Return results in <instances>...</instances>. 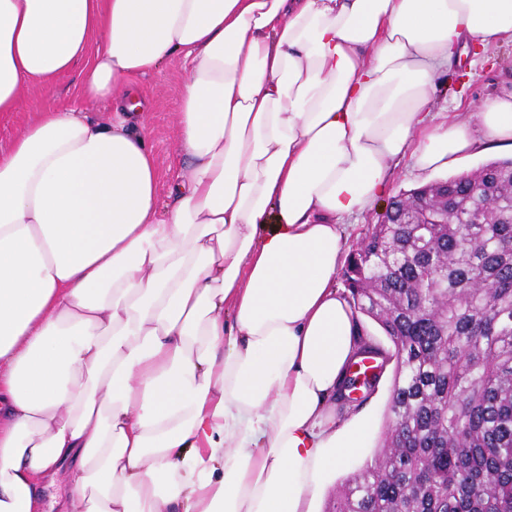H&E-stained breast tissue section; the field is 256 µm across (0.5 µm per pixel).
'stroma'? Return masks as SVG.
Instances as JSON below:
<instances>
[{
    "mask_svg": "<svg viewBox=\"0 0 512 512\" xmlns=\"http://www.w3.org/2000/svg\"><path fill=\"white\" fill-rule=\"evenodd\" d=\"M485 61L472 62L463 57L459 64L440 72L435 79L437 114L434 122L449 120L475 124L474 107L483 102L512 92V42L504 41L488 52ZM184 79L183 65L174 58L158 70L137 79L135 89L146 112V133L161 174L159 199H166L168 184L179 174L176 162L177 114ZM80 79L77 72L62 76L53 94L40 88L25 91V102L20 110L0 120V148H7L15 134L30 119L33 112L55 103L78 104L90 119L102 120L107 116L104 105L80 98ZM447 169L421 171L411 155L395 158L387 172L388 186L385 197L379 198L368 210L353 216L342 242L343 254H350L363 242L370 225L378 223L388 200L399 193L450 177ZM392 383L391 375H384L375 393L359 409L363 421L371 429V437L363 452L349 461L347 466L333 474L324 486L318 502L320 512L335 496L337 489L349 477L357 474L378 449L388 429L387 405Z\"/></svg>",
    "mask_w": 512,
    "mask_h": 512,
    "instance_id": "stroma-1",
    "label": "stroma"
}]
</instances>
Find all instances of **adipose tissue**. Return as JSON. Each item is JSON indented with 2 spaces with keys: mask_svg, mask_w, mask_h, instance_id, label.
Returning a JSON list of instances; mask_svg holds the SVG:
<instances>
[{
  "mask_svg": "<svg viewBox=\"0 0 512 512\" xmlns=\"http://www.w3.org/2000/svg\"><path fill=\"white\" fill-rule=\"evenodd\" d=\"M512 0H0V512H315L364 446L331 399L358 342L344 218L395 157L512 149V93L426 126L436 75ZM180 58L165 207L129 83ZM80 79L76 71L62 76L56 85L53 95H48L38 87H31L24 93V105L16 113L0 120V148L9 146L15 132L36 112L49 104L77 103L79 108L93 120H104L108 113L102 104L83 101L80 98Z\"/></svg>",
  "mask_w": 512,
  "mask_h": 512,
  "instance_id": "ef3b65f1",
  "label": "adipose tissue"
}]
</instances>
